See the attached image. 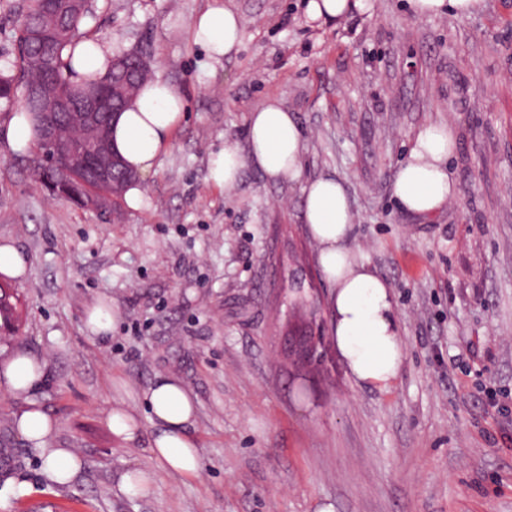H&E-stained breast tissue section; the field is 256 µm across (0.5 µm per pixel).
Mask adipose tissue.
I'll use <instances>...</instances> for the list:
<instances>
[{
  "mask_svg": "<svg viewBox=\"0 0 512 512\" xmlns=\"http://www.w3.org/2000/svg\"><path fill=\"white\" fill-rule=\"evenodd\" d=\"M187 32L190 43L206 52L213 68L236 53L242 39L238 16L223 0H211L192 18ZM114 55L111 44L86 41L75 49L72 66L79 75L101 76ZM186 109L184 95L158 76L147 81L112 122L111 143L136 176L124 193L130 208H140L146 197L143 180L155 172L167 153ZM453 146V134L446 124L428 123L417 130L392 182V193L406 210L429 216L455 199L456 182L448 169ZM302 152L295 115L274 99L249 112L245 142L228 139L211 152L209 180L221 188L233 187L250 164L271 180L300 183L302 222L318 245L317 263L331 287L337 352L355 383L389 391L404 359L392 291L350 245L353 213L346 187L332 177L303 180ZM46 367L43 358L16 351L0 360V389L12 397L26 398V406L13 414L15 428L40 450L54 481L66 485L78 477L84 461L72 451L54 447V422L28 399L44 379ZM142 399L155 429L151 454L171 472L196 475L200 450L189 434L196 418L194 397L177 379L161 377L144 391Z\"/></svg>",
  "mask_w": 512,
  "mask_h": 512,
  "instance_id": "obj_1",
  "label": "adipose tissue"
}]
</instances>
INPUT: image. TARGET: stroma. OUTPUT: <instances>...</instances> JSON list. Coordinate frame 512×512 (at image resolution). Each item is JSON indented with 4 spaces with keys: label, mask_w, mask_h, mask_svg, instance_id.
I'll return each mask as SVG.
<instances>
[{
    "label": "stroma",
    "mask_w": 512,
    "mask_h": 512,
    "mask_svg": "<svg viewBox=\"0 0 512 512\" xmlns=\"http://www.w3.org/2000/svg\"><path fill=\"white\" fill-rule=\"evenodd\" d=\"M208 0H92L84 27L142 49L189 113L146 182V204L103 218L35 183L33 150L0 142V240L28 257L14 281L21 349L48 373L32 394L54 447L85 466L68 486L17 433L22 400L0 394V487L32 486L6 512H512V0L467 18L413 16L408 0L310 20L308 0H228L242 43L217 71L187 39ZM24 0H0V78L12 75ZM276 99L302 130L303 175L347 187L351 246L389 284L406 351L386 393L349 377L332 334L330 286L301 220L298 184L246 167L207 179L212 151L244 141L249 112ZM448 124L457 197L428 217L403 210L393 177L415 132ZM118 321L91 336L86 309ZM312 335L306 360L295 338ZM159 376L197 402L198 476L162 469L154 429L119 442L116 403L141 408ZM147 496L119 489L131 468ZM118 320V311L109 299L100 298L85 313V328L95 337H106Z\"/></svg>",
    "instance_id": "stroma-1"
}]
</instances>
